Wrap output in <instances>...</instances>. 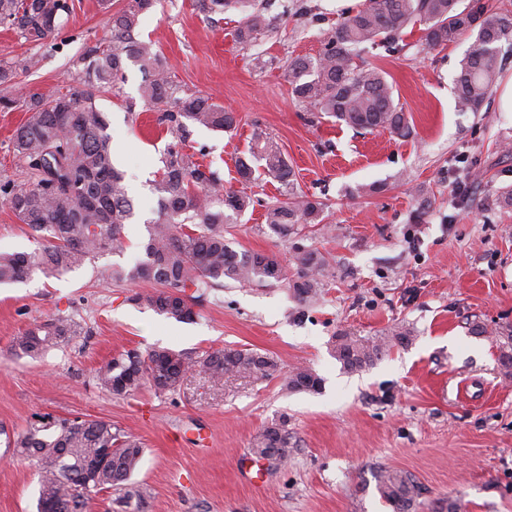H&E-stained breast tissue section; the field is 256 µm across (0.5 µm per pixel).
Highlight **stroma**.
<instances>
[{"label": "stroma", "instance_id": "35a3bbf8", "mask_svg": "<svg viewBox=\"0 0 512 512\" xmlns=\"http://www.w3.org/2000/svg\"><path fill=\"white\" fill-rule=\"evenodd\" d=\"M257 2L273 27L249 47L235 39L240 13H212L201 0H162L141 16L138 33L163 54L182 92L238 118L233 130L193 125L188 135L196 160L254 200L230 228L236 249L287 263L295 248H318L330 262L321 297L302 306L283 283H231L209 290L195 320L181 323L131 303L149 284L110 280L113 265L143 256L156 207L150 182L173 139L140 97L144 73L127 63L115 91L96 100L134 204L124 252L0 287V512H37L38 467L7 440L48 415L102 418L140 439L134 479L151 492L148 512H389L375 482L386 467L415 476L419 512L440 498L462 512H512V377L500 373L491 340L469 330L474 321L512 323V204L501 198L512 186V112L492 98L480 111H459L453 80L470 35L432 47L416 28L398 50L378 46L359 58L388 73L409 137L312 119L291 93L286 65L318 57L324 33L363 0ZM127 3L68 0L59 29L40 41L0 24V62L18 69L0 95L81 92L84 51L110 40V18ZM27 117L0 112V184L24 181L12 137ZM258 130L278 142L298 193L322 204L303 235L283 240L265 224L278 182L237 174ZM371 184L380 193L361 194ZM59 317L79 321L83 336L37 358L12 350L15 336ZM400 327L412 343L364 371L345 372L331 354L337 333L374 337ZM156 346L250 348L279 370L215 380L197 366L173 392L146 386L117 397L98 388L95 373L113 355ZM297 365L322 378L321 393L288 391L284 378ZM283 417L296 450L274 468L250 448Z\"/></svg>", "mask_w": 512, "mask_h": 512}]
</instances>
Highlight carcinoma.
I'll use <instances>...</instances> for the list:
<instances>
[{
	"label": "carcinoma",
	"instance_id": "cac0c4a2",
	"mask_svg": "<svg viewBox=\"0 0 512 512\" xmlns=\"http://www.w3.org/2000/svg\"><path fill=\"white\" fill-rule=\"evenodd\" d=\"M159 0H131L112 15V41L86 51L85 86L81 96L58 93L32 94L23 99L0 97V109L17 107L29 117L17 129L12 145L27 162L22 186L3 184V194L15 217L35 233L40 245L32 252H0V285L21 283L40 271L63 275L104 252L125 249L124 226L133 212L123 173L112 160L107 121L95 106L99 93L114 87L128 61L149 74L140 88L141 99L163 110L161 120L171 124L173 141L161 158V172L152 184L155 218L147 225L143 258L130 267H112L115 282H146L153 291L138 293L131 301L176 321L197 315L196 301L224 280L239 285L263 286L285 279L284 267L274 254L238 251L227 237L233 219L253 206L252 197L222 186L218 171L192 160L187 153L191 125L228 131L236 117L203 95L179 96L167 65L149 42L138 38L140 16ZM209 9L243 13L237 29L238 43L248 45L269 31L272 20L252 0H208ZM461 0H364L324 35L317 58L288 62V76L296 99L314 105L320 114L333 117L358 132L388 130L401 137L410 134L409 123L394 98L393 84L376 67L356 64L362 46L398 47L406 28L425 25L432 46L446 45L470 31L476 32L455 77L454 91L464 110L477 112L495 84L499 47L512 41V15L475 7H460ZM67 0H0V23L17 26L31 39L47 38L68 11ZM261 163L266 176L277 181L288 198L267 207L265 224L286 239L300 224H316L320 203L294 192V171L278 142L264 132L255 134L249 156L237 162L244 182L254 180L253 162ZM294 273L289 288L302 304L322 294L328 260L314 248H299L293 256ZM81 325L58 319L30 328L13 338L15 353L37 357L82 335ZM412 341L406 329L385 336L362 338L341 332L334 336L332 352L343 370L360 372L372 367L395 345ZM492 342L501 373L512 376V324L499 326ZM203 367L214 379L226 375L268 377L277 361L250 349L226 347L193 355L157 347L146 354L127 351L112 358L96 372L99 387L126 396L148 384L158 391H173L180 373ZM321 378L310 368L298 366L285 377L291 391L316 392ZM19 457L36 460L39 471L37 512H90L94 497L103 491L122 493L118 502L134 512H146L150 491L131 479L144 455L142 442L103 419L49 418L33 423L8 442ZM113 448L112 464L87 482L85 464L101 450ZM295 450L288 421L282 418L265 426L254 438L252 451L279 466ZM376 489L392 512H418L421 490L411 475L384 469Z\"/></svg>",
	"mask_w": 512,
	"mask_h": 512
}]
</instances>
